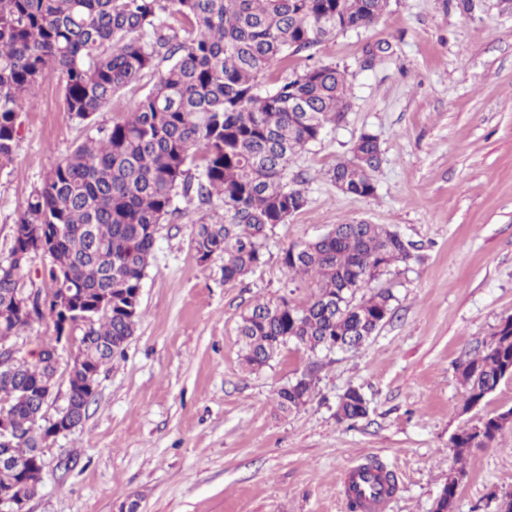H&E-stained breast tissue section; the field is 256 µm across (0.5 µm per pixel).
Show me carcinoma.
<instances>
[{
	"mask_svg": "<svg viewBox=\"0 0 512 512\" xmlns=\"http://www.w3.org/2000/svg\"><path fill=\"white\" fill-rule=\"evenodd\" d=\"M387 0H0V167L10 163L18 117L35 105L36 90L56 77L67 111L90 119L124 87L158 71L149 90L112 127L87 138L47 171L31 193L15 232L11 260L0 265V347L43 314L13 308L29 238L45 242V296L73 288L76 314L88 320L80 337L82 363L67 370L71 406L85 417L90 383L122 357L140 318L142 280L153 258L158 226L178 212V198L216 199L224 214L197 225L199 260L224 255V283L263 263L265 244L289 210L304 206L288 178L295 155L318 141L349 107L345 72L322 64L262 92L266 72L292 53L311 50L348 31L374 24ZM380 165L377 136L363 133L352 157L330 179L347 193L370 196ZM411 243L383 224H338L283 252L292 277L310 283L306 302L288 296L258 301L241 315L238 335L251 370L269 364L288 344L311 353L357 349L391 311L393 294L362 293L377 276L410 258ZM496 344L475 348L458 365L465 407L479 405L512 366V317ZM56 353L0 354V396L13 397L16 431L9 454L38 466V449L52 432L39 389L57 383ZM315 382L294 381L276 393L283 412L312 398ZM368 402L355 388L339 399L336 417L355 422ZM503 426L488 414L482 431L453 434L456 460L493 446ZM0 488L37 493L29 475L0 464ZM448 482L437 512H454Z\"/></svg>",
	"mask_w": 512,
	"mask_h": 512,
	"instance_id": "1",
	"label": "carcinoma"
}]
</instances>
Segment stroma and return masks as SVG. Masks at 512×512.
<instances>
[{
    "label": "stroma",
    "mask_w": 512,
    "mask_h": 512,
    "mask_svg": "<svg viewBox=\"0 0 512 512\" xmlns=\"http://www.w3.org/2000/svg\"><path fill=\"white\" fill-rule=\"evenodd\" d=\"M318 62L345 70L350 108L292 168L305 206L233 284L223 256L202 262L193 247L219 203L182 204L159 225L136 332L101 369L83 421L46 443L28 512H120L131 501L139 512H348L343 472L370 461L398 478L388 512H434L452 478L456 512H497L512 493V427L461 462L448 446L460 427L512 407L511 378L465 409L456 371L512 316V7L388 0L375 24L289 56L263 86ZM156 78L147 72L86 121L67 112L57 79L42 82L0 167V263L50 166L110 128ZM365 132L377 136L381 164L374 194L360 197L328 173ZM344 223L383 224L413 245L411 259L368 286L392 292L389 318L360 349L317 358L290 345L249 371L241 314L259 298L304 302L310 290L288 287L283 249ZM307 373L311 401L281 413L277 391ZM351 388L369 412L341 423L337 403Z\"/></svg>",
    "instance_id": "35a3bbf8"
}]
</instances>
